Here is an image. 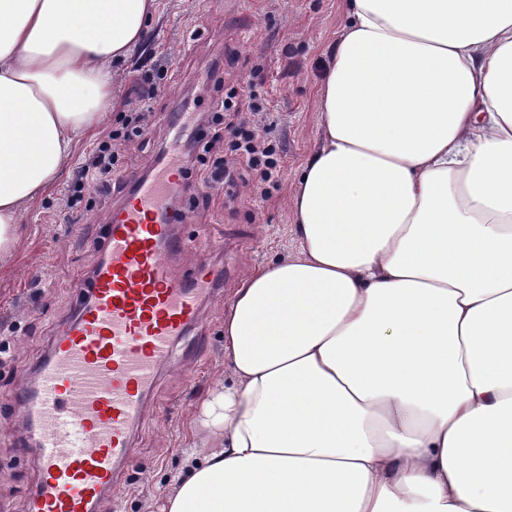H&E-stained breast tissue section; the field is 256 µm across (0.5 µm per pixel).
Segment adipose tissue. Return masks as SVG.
Masks as SVG:
<instances>
[{"mask_svg":"<svg viewBox=\"0 0 512 512\" xmlns=\"http://www.w3.org/2000/svg\"><path fill=\"white\" fill-rule=\"evenodd\" d=\"M160 0H0V255ZM287 258L161 512H512V0H351Z\"/></svg>","mask_w":512,"mask_h":512,"instance_id":"ef3b65f1","label":"adipose tissue"}]
</instances>
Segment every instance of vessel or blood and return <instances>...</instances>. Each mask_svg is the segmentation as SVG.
Instances as JSON below:
<instances>
[{"mask_svg":"<svg viewBox=\"0 0 512 512\" xmlns=\"http://www.w3.org/2000/svg\"><path fill=\"white\" fill-rule=\"evenodd\" d=\"M197 126L196 113H175L164 164L132 181L105 224L101 261L74 283L84 296L78 315L11 397L35 435L34 512H99L159 369L223 286L208 263L187 276L169 262L184 247L172 202L185 189L183 148Z\"/></svg>","mask_w":512,"mask_h":512,"instance_id":"1","label":"vessel or blood"}]
</instances>
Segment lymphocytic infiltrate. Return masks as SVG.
<instances>
[{"instance_id": "1", "label": "lymphocytic infiltrate", "mask_w": 512, "mask_h": 512, "mask_svg": "<svg viewBox=\"0 0 512 512\" xmlns=\"http://www.w3.org/2000/svg\"><path fill=\"white\" fill-rule=\"evenodd\" d=\"M168 69L153 65L143 81L148 90L138 98L133 115L122 130L110 132L98 142L91 158L76 170L67 198L69 209H78L85 188L103 192L121 171L122 147L149 133L151 102L161 89ZM266 82L263 69L250 73L247 89L230 87L210 119L201 124L189 144L199 165L186 170V177L199 188L220 194L234 185L240 170L252 172L258 183H276L281 166L276 144L269 138L272 129L260 90Z\"/></svg>"}]
</instances>
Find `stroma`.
I'll return each instance as SVG.
<instances>
[{"instance_id": "35a3bbf8", "label": "stroma", "mask_w": 512, "mask_h": 512, "mask_svg": "<svg viewBox=\"0 0 512 512\" xmlns=\"http://www.w3.org/2000/svg\"><path fill=\"white\" fill-rule=\"evenodd\" d=\"M161 10L143 41L113 77L112 105L81 141L73 162L57 175L50 191L24 214L10 256L0 259V512H31L36 468L18 441L9 400L48 349L59 318L74 313L80 299L75 280L89 276L102 253L108 215L125 195L113 186L106 195H89L78 222H68L65 200L76 163L104 134L121 128L130 110L138 69L149 52L167 53L168 80L153 100L155 127L148 139L128 143L125 167L147 175L166 153L168 116L187 105L208 115L218 98L202 74L211 59L224 63L226 81L245 86L250 71L262 67L264 89L275 126L271 137L281 150V171L267 196L255 195L249 175L223 197L177 205L187 220L178 227L188 243L174 260L189 273L200 256L216 272L231 269L233 279L204 307L203 323L188 340L199 355L194 367L162 369L149 397L150 415L136 435V447L118 476L117 488L101 512H160L193 441L194 414L223 382L224 311L240 278L294 248L288 226L290 196L300 166L321 139L318 92L321 74L345 26L347 0H161Z\"/></svg>"}]
</instances>
